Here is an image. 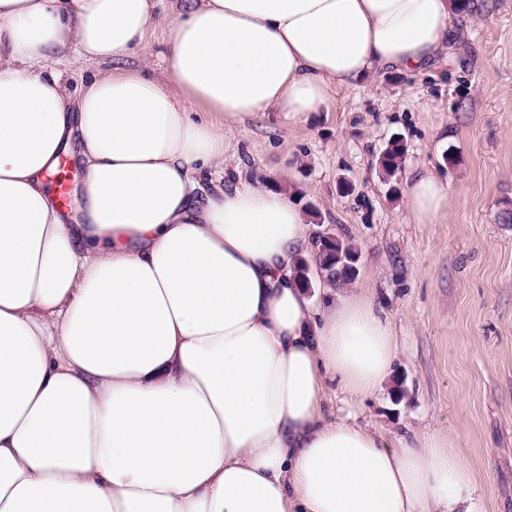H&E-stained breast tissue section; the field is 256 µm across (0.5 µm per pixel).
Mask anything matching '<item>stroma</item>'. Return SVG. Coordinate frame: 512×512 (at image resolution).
<instances>
[{
	"label": "stroma",
	"mask_w": 512,
	"mask_h": 512,
	"mask_svg": "<svg viewBox=\"0 0 512 512\" xmlns=\"http://www.w3.org/2000/svg\"><path fill=\"white\" fill-rule=\"evenodd\" d=\"M492 3L424 73L335 91L302 125L233 127L224 171L292 189L310 232L353 243L354 284L391 320V382L357 403L336 395L331 410L391 442L452 436L476 469L482 512H512V223L500 220L512 209V0ZM396 135L406 154L387 181L377 159ZM424 171L453 197L432 224L406 207L407 183Z\"/></svg>",
	"instance_id": "35a3bbf8"
}]
</instances>
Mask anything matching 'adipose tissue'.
<instances>
[{
	"label": "adipose tissue",
	"instance_id": "obj_1",
	"mask_svg": "<svg viewBox=\"0 0 512 512\" xmlns=\"http://www.w3.org/2000/svg\"><path fill=\"white\" fill-rule=\"evenodd\" d=\"M157 4L0 0V512H480L453 438L326 417L389 380L392 325L360 288L314 306L306 214L220 168L238 121L426 70L460 0H185L161 80L117 65ZM58 57L100 70L73 91ZM69 146L76 223L45 188ZM449 203L408 186L416 223Z\"/></svg>",
	"mask_w": 512,
	"mask_h": 512
}]
</instances>
